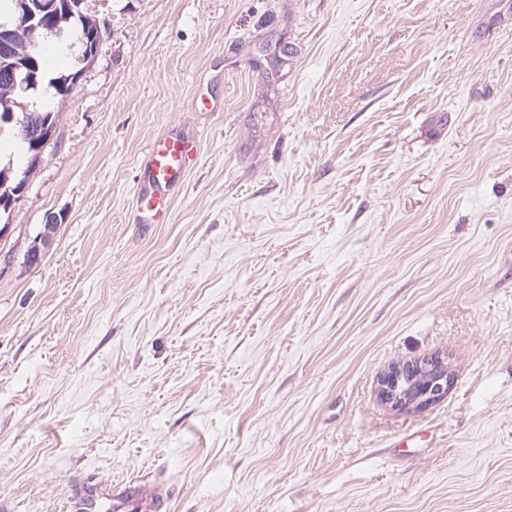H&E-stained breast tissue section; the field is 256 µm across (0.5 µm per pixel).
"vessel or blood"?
Wrapping results in <instances>:
<instances>
[{
	"instance_id": "obj_1",
	"label": "vessel or blood",
	"mask_w": 512,
	"mask_h": 512,
	"mask_svg": "<svg viewBox=\"0 0 512 512\" xmlns=\"http://www.w3.org/2000/svg\"><path fill=\"white\" fill-rule=\"evenodd\" d=\"M197 155V144L183 136L157 140L148 155L145 178L136 195L141 223H165L168 190L178 182ZM160 498L155 482L142 475L117 486L88 480L66 495L68 512H157Z\"/></svg>"
}]
</instances>
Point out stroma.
<instances>
[{
	"label": "stroma",
	"instance_id": "35a3bbf8",
	"mask_svg": "<svg viewBox=\"0 0 512 512\" xmlns=\"http://www.w3.org/2000/svg\"><path fill=\"white\" fill-rule=\"evenodd\" d=\"M0 215V512H512V0H84ZM199 140L164 224L153 142ZM62 216L39 265L23 259ZM422 411L376 396L434 353ZM445 356H427L393 365L377 381V397L395 410H422L443 400L452 384ZM66 500L69 512H156L161 508L156 484L149 474L120 486L112 485L111 481L88 480L66 493Z\"/></svg>",
	"mask_w": 512,
	"mask_h": 512
}]
</instances>
